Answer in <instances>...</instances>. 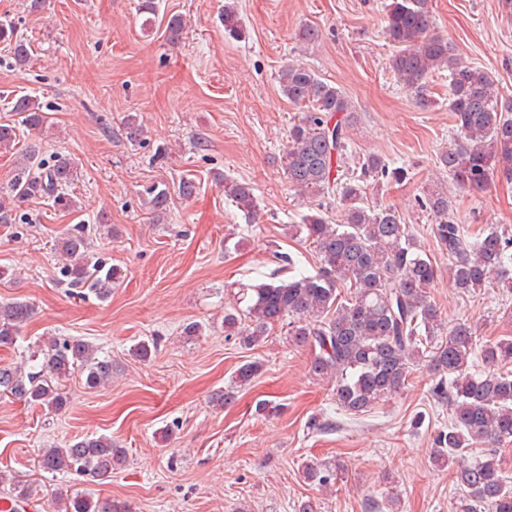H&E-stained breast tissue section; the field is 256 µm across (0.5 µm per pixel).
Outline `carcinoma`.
I'll list each match as a JSON object with an SVG mask.
<instances>
[{
  "label": "carcinoma",
  "instance_id": "obj_1",
  "mask_svg": "<svg viewBox=\"0 0 512 512\" xmlns=\"http://www.w3.org/2000/svg\"><path fill=\"white\" fill-rule=\"evenodd\" d=\"M430 2L390 0L385 5L384 35L393 47L391 72L424 105L428 103L424 79L448 71V108L456 138L440 154L439 163L454 185L483 189L496 174L512 181V111L499 104L489 73L462 62L448 39L434 32ZM184 28L182 16H170L167 39L178 42ZM224 33L236 40L244 38L232 2L224 6ZM0 42L15 63H27L31 44L14 25L0 22ZM279 82L290 102L311 106L290 132L286 154L290 182L301 192L338 195L346 207L339 224L329 223L319 210L304 216L303 223L289 226L292 235H302L315 245L319 270L240 289L245 307L224 311V331L238 336L241 346L249 349L270 326L293 318L290 340L309 349L312 375L331 382L336 404L353 415L402 389L411 365L430 357L438 374L432 392L452 407L448 425L434 437L433 461L452 468L462 491L454 512H512V480L501 467L498 449L487 447L512 442V374L498 370L512 363V339L484 342L477 327L465 322L444 331L442 312L429 293L436 276L430 255L394 209L371 208L363 202L364 181L398 182L405 178V169L391 168L383 158L370 155L358 178L342 180L337 170L348 153L349 131L358 121L352 102L344 91L303 65L285 67ZM12 110L31 130L40 131L47 124L42 106L29 97L17 98ZM17 145L16 127L0 124V150ZM22 156L24 163L8 186L14 199L40 197L59 208L75 207L65 193L74 179L67 158L47 162L34 147ZM224 194L244 218L256 213L250 184L226 178ZM419 207L437 220L434 236L448 252L453 288L461 294L483 288L512 294L511 231L465 234L449 214L448 193L437 187L425 191ZM58 250L66 256L60 274L68 285L100 301L111 296L120 269L91 253L86 225L68 229ZM33 313L27 302H0V347L17 346L23 323ZM479 362L485 370H474ZM75 369L85 374L90 388L112 382L110 356L82 339L51 337L27 347L19 364L0 365V393L57 412L67 405V397L54 380ZM261 370L260 363L246 362L238 368L235 383L247 385ZM125 460L126 449L106 436L44 448L40 454L45 472L92 479L110 476L113 467ZM302 477L322 490L338 479V470L306 464ZM58 502L59 512H125V506L110 499L93 502L77 492Z\"/></svg>",
  "mask_w": 512,
  "mask_h": 512
}]
</instances>
